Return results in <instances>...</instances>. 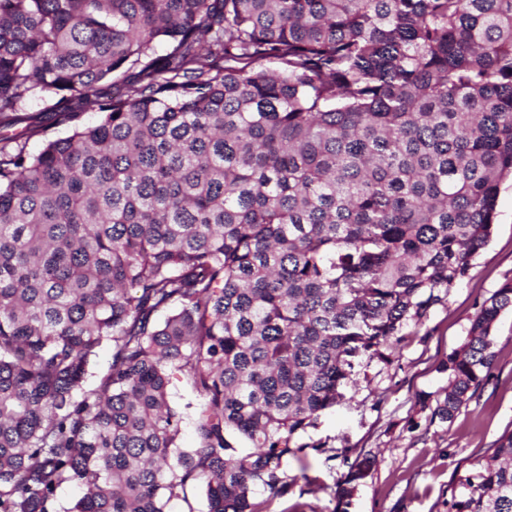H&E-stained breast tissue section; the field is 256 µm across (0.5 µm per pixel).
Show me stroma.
<instances>
[{
	"label": "stroma",
	"instance_id": "1",
	"mask_svg": "<svg viewBox=\"0 0 512 512\" xmlns=\"http://www.w3.org/2000/svg\"><path fill=\"white\" fill-rule=\"evenodd\" d=\"M512 279V180L499 188L489 243L468 277L433 307L424 325L402 331L390 363L359 367L344 399L304 436L309 449L289 459L288 493L257 491L259 512H338L351 464L371 459L348 512H447L457 484L487 448L512 430V310L491 327L495 357L472 397L449 421L435 417L448 386L439 362L468 340L481 303Z\"/></svg>",
	"mask_w": 512,
	"mask_h": 512
}]
</instances>
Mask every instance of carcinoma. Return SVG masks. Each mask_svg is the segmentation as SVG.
<instances>
[{"mask_svg":"<svg viewBox=\"0 0 512 512\" xmlns=\"http://www.w3.org/2000/svg\"><path fill=\"white\" fill-rule=\"evenodd\" d=\"M33 97L73 129L37 154ZM509 176L512 0H0V512L288 493L354 360L469 274ZM508 308L512 280L440 362V420ZM448 512H512L511 431Z\"/></svg>","mask_w":512,"mask_h":512,"instance_id":"1","label":"carcinoma"}]
</instances>
